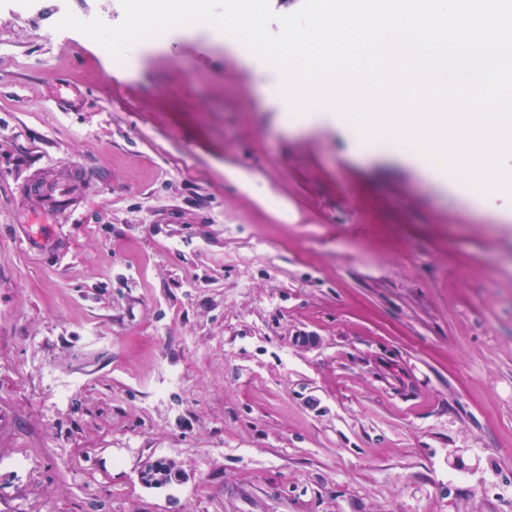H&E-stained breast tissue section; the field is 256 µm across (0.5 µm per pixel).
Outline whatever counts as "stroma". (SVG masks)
<instances>
[{
  "instance_id": "35a3bbf8",
  "label": "stroma",
  "mask_w": 512,
  "mask_h": 512,
  "mask_svg": "<svg viewBox=\"0 0 512 512\" xmlns=\"http://www.w3.org/2000/svg\"><path fill=\"white\" fill-rule=\"evenodd\" d=\"M42 4L0 16V512H512V199L289 130L211 27L117 67Z\"/></svg>"
}]
</instances>
